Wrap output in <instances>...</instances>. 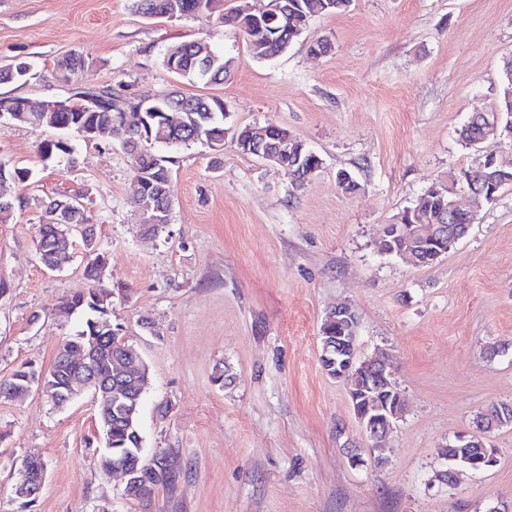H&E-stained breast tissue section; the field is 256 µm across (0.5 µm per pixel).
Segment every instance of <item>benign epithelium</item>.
<instances>
[{"label": "benign epithelium", "instance_id": "7a95c632", "mask_svg": "<svg viewBox=\"0 0 512 512\" xmlns=\"http://www.w3.org/2000/svg\"><path fill=\"white\" fill-rule=\"evenodd\" d=\"M292 0H269L266 9L256 11L250 0H238L236 15L253 24L270 27L268 38L283 43L286 35L280 28V21L291 12ZM137 124L129 127L128 133L139 135L150 126V120L158 119L159 124L176 127V118L158 105L157 97L141 99ZM232 142L243 154L256 156L272 163L283 171H288L286 155H292V160L299 162L305 156L312 163L302 164L300 171L303 178H308L322 166V160L300 138L292 135L277 125H254L240 131L232 130ZM496 166V159L485 157L480 163V171L472 176L464 175L468 193L479 200L483 192L494 185L500 174H493L490 169ZM385 232L397 233L402 238L401 255L409 257L418 265L425 264L429 258L436 259L448 253L455 239L443 243L441 227L433 224H417L415 226L397 217L395 222L386 225ZM336 325V329L320 331V340L324 352L320 354V362L329 376L344 381L349 386L350 398L363 432L371 440V447L378 448L393 429L395 423L402 417L403 404L400 392L393 380L391 371L384 359L371 357L361 360L358 356L357 317L347 305H338L327 315L326 325ZM133 362L129 363L118 358L113 361L112 369L107 380H102L95 372L82 370L73 372L56 385L39 384V389L50 400H55L60 391H66L68 399L87 393L94 401L106 407H112V400L128 398L131 393L126 391L127 379L132 376L144 360L135 349H130Z\"/></svg>", "mask_w": 512, "mask_h": 512}]
</instances>
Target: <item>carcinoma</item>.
I'll return each instance as SVG.
<instances>
[{"instance_id": "cac0c4a2", "label": "carcinoma", "mask_w": 512, "mask_h": 512, "mask_svg": "<svg viewBox=\"0 0 512 512\" xmlns=\"http://www.w3.org/2000/svg\"><path fill=\"white\" fill-rule=\"evenodd\" d=\"M132 8L143 15L162 16L171 18L174 9H179L182 16L215 18L225 26L242 34L248 42L265 39V33L255 25L232 18L224 19V0H132ZM181 58L184 60L182 71L173 72L176 77L190 82L217 84L224 82V58H218L213 69L208 74L201 73L195 66L196 56L202 51L196 41L176 45ZM86 61L78 54H68L57 61L56 70L65 81L73 82L75 95L89 96L94 100L92 112H27L26 97H1L0 110L8 115V119L19 124H26L52 131L47 139L39 146V154L47 165L74 166L77 162L76 147L69 134L76 130L79 121L97 126L108 134V138L118 141L122 151L130 163L138 164L149 171L147 181L151 193L156 195L157 204L164 210L162 220L170 223L169 204H171L172 161L166 156H160L148 148L150 142H159L167 130L153 127L151 135L139 143L130 142L126 135L124 124L127 118H136L132 110L138 103L115 95L109 87H97L89 83L76 81L78 74L85 71ZM36 78L32 65L20 61L12 67L0 70V84L26 82ZM167 108L178 112L177 137L180 145L190 146L200 143L207 146L215 155H221L224 150V122L228 113L224 112V102L217 97L185 96L178 93L166 95ZM33 177V171L27 168H8L0 164V186L3 183L25 182ZM73 204L72 197L59 195L49 199L44 204V215L37 227L36 251L44 266L54 265L61 259L68 240L72 239L68 224L89 225L90 236H95L94 224L85 207L77 211H69ZM441 202L430 195L421 206H413L410 221L413 224H431L433 217L439 215ZM448 235L461 239L469 230L468 217L465 214L448 215ZM85 251L93 253V258L85 265V276L92 282L86 292L66 296L60 301L59 311L67 316L81 314L84 316L83 326L75 334L63 339L57 349L52 369L45 372V383L54 382V368L64 365L68 371L83 367L87 364L106 378L110 375L112 358L122 352L116 343L104 341L99 343L95 355L88 359L81 357V348L88 345L89 338L100 335L95 330L97 322L111 316L112 289L103 278V266L108 260V254L98 245H85ZM35 378L33 364L24 363L10 377L0 379V399L14 401ZM141 401L126 407L116 405L112 410L102 412L98 416L104 435V452L101 464L104 468H132L136 461L142 458V437L139 430V413ZM493 450L479 451V445L472 444L470 448H459L452 441L445 449L444 458L453 464L463 463L464 457L477 463L481 470L494 466L490 460ZM177 475L161 469L151 471L146 475V481L141 483L137 491L128 494V498L142 503L152 501L156 490L160 487H170L175 484Z\"/></svg>"}]
</instances>
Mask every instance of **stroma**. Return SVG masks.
Listing matches in <instances>:
<instances>
[{"label":"stroma","instance_id":"1","mask_svg":"<svg viewBox=\"0 0 512 512\" xmlns=\"http://www.w3.org/2000/svg\"><path fill=\"white\" fill-rule=\"evenodd\" d=\"M204 41L230 62L224 83L176 78L166 50ZM325 41L327 53L311 45ZM82 54L86 80L136 101L177 89L223 99L230 127L274 124L316 152L302 186L225 141L153 145L172 157L171 221L146 231L117 141L71 139L73 168L43 165L46 130L0 121V163L34 169L11 185L0 223V378L46 369L80 316L60 298L90 286L84 250L65 271L35 249L48 198L80 197L108 256L112 321L149 367L139 428L145 460L170 452L177 481L150 506L106 474L90 395L56 407L39 390L0 401V512H491L512 506V425L491 432L498 463L439 481L443 448L475 414L512 402V185L475 206L466 237L418 266L382 250L383 229L432 185L485 155L512 168V140L466 147L461 127L495 112L512 55V0H351L316 15L281 55L257 57L242 34L198 18L135 13L130 0H0V68L38 73L0 97L63 99L58 59ZM359 184L336 185L337 171ZM359 320L360 355L385 354L404 413L376 464L346 383L320 363L336 305ZM360 465H352L351 455ZM44 462L39 497L20 510L23 457Z\"/></svg>","mask_w":512,"mask_h":512}]
</instances>
